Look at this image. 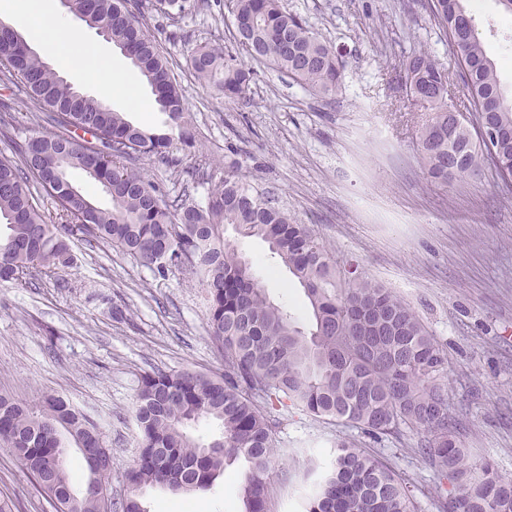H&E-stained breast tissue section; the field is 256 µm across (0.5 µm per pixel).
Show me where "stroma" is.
Wrapping results in <instances>:
<instances>
[{
    "mask_svg": "<svg viewBox=\"0 0 512 512\" xmlns=\"http://www.w3.org/2000/svg\"><path fill=\"white\" fill-rule=\"evenodd\" d=\"M344 63L341 91L324 99L274 69L254 64L245 99L228 103L202 87L186 62L199 44L231 42L224 0H196L191 11L144 20L185 91L199 140L195 154L139 157L146 180L168 196L235 166L306 225L329 254L354 261L407 303L448 357V408L466 447L512 481V185L486 168L442 186L427 179L414 150L428 119L405 91L402 63L419 47L450 72L457 61L431 0H282ZM487 53L512 94V14L498 0H467ZM12 141L48 125L33 103L0 80ZM12 141H0V153ZM238 241L271 300L309 320L303 289L258 238ZM70 268L32 286L0 283V392L26 399L57 393L101 426L112 451V503L127 495L124 474L140 451L134 402L152 369L218 370L207 300L196 285L155 279L128 255L100 242L75 243ZM281 450L271 475V512H303L310 481L302 465L330 467L341 441L374 452L408 482L422 512L435 507L438 475L416 450L421 434L373 440L360 429L293 409L274 434ZM243 461L226 466L211 490L175 495L146 489L148 512H243ZM20 512H54L23 467L0 448V495Z\"/></svg>",
    "mask_w": 512,
    "mask_h": 512,
    "instance_id": "35a3bbf8",
    "label": "stroma"
}]
</instances>
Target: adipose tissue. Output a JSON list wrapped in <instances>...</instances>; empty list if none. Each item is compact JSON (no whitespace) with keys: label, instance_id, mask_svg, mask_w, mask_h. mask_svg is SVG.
<instances>
[{"label":"adipose tissue","instance_id":"adipose-tissue-1","mask_svg":"<svg viewBox=\"0 0 512 512\" xmlns=\"http://www.w3.org/2000/svg\"><path fill=\"white\" fill-rule=\"evenodd\" d=\"M1 16L9 18L13 26L24 28L59 64L95 85L104 98L122 100L137 112L147 109L136 81L113 63L104 48L68 31L55 0H0Z\"/></svg>","mask_w":512,"mask_h":512}]
</instances>
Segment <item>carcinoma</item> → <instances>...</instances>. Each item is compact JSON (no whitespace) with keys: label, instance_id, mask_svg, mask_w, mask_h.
Here are the masks:
<instances>
[{"label":"carcinoma","instance_id":"cac0c4a2","mask_svg":"<svg viewBox=\"0 0 512 512\" xmlns=\"http://www.w3.org/2000/svg\"><path fill=\"white\" fill-rule=\"evenodd\" d=\"M235 42L304 89L331 95L344 65L281 0H231ZM190 0H67L68 10L110 42L150 86L166 132L151 133L68 83L19 33L0 40V76L39 109L52 130L15 143L16 159L0 158V283L27 287L36 276L73 263L72 243L107 242L166 279L177 272L204 288L209 335L223 370H152L137 393L140 453L125 472L130 490L121 512H147L148 487L171 493L209 490L224 464L239 457L245 512H269L275 413L301 409L374 436L405 429L423 435L421 458L451 489L437 496L438 512H512V485L489 459L475 460L448 408V359L427 326L391 291L349 263L338 265L322 242L271 193L237 167L208 178L204 201L165 198L128 167L141 155L187 153L197 140L186 97L156 42L139 26L146 14H181ZM474 105V118L448 116V68L425 49L404 63V82L431 113L415 150L428 177L443 185L487 166L512 175V98L476 26L465 36L448 30V0H433ZM188 62L198 80L235 102L246 95L251 68L229 47L199 44ZM495 128L491 144L475 125ZM75 170L102 187L111 207L99 206L71 180ZM56 203L42 209L30 184ZM231 225L259 237L297 279L309 300L306 326L274 304L253 273V262L224 238ZM211 420L222 435L208 443L188 428ZM87 472L82 495L68 475V447ZM0 447L6 448L52 503L54 512H108L112 453L100 425L60 396L35 403L0 393ZM305 512H419L405 480L379 456L344 441L333 470Z\"/></svg>","mask_w":512,"mask_h":512}]
</instances>
